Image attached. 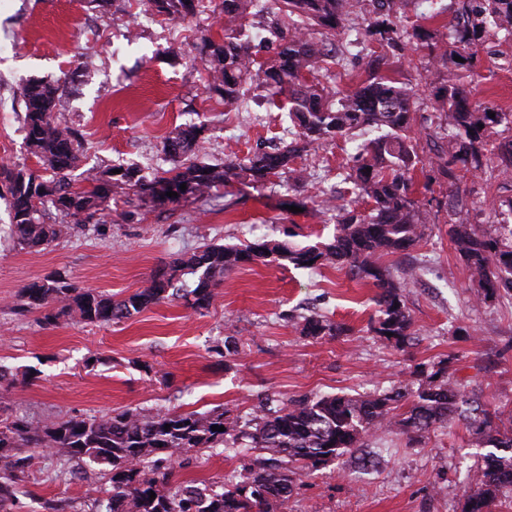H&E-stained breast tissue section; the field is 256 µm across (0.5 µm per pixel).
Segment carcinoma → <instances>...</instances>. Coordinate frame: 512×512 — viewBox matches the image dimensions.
Returning <instances> with one entry per match:
<instances>
[{
  "label": "carcinoma",
  "mask_w": 512,
  "mask_h": 512,
  "mask_svg": "<svg viewBox=\"0 0 512 512\" xmlns=\"http://www.w3.org/2000/svg\"><path fill=\"white\" fill-rule=\"evenodd\" d=\"M372 2L373 16L366 18L358 12L359 0H222V38L205 36L198 47L211 90L224 99V105L232 106L242 102L245 86L255 83L286 100L293 129V143L256 151L242 163L218 166L200 161L205 127L185 124L164 144L173 162L169 176L148 183L136 167L119 164L85 171V186L79 187L70 177L77 168L78 142L73 131L52 119L58 106L55 91L41 81L29 83L23 91L25 141L44 171L0 165V199L9 206L10 235L29 250L47 247L59 236L57 225L44 220L48 203L66 216L100 223L105 217L102 205L114 193L136 194L148 185L160 198L170 191L203 197L219 184L264 182L289 168L300 143L318 144L354 130L375 137L350 156L355 199L366 198L372 207L366 214L352 205L336 208V232L327 243L298 246L258 240L240 247L206 245L177 256L168 268L151 275L146 287L119 300L58 272L21 289L22 311H38L39 322L54 327L67 320L119 321L180 295L201 310L211 304L224 275L245 264L284 261L300 269L333 264L377 289L374 331L380 336L391 333L387 340L398 348L409 341L412 320L404 303V282L378 260L413 248L434 223L417 197L413 177L417 166L429 165L430 181L452 184L462 170L476 176L483 171L488 138L497 126H512V118L505 113L471 100L472 89L464 74L474 65L477 47L490 32L504 30L512 35V0H462L451 49L424 25L437 13H420L411 29L401 32V0ZM146 5L171 21L196 10V0H146ZM266 14L273 16L268 33L274 54L258 62L252 53L249 19ZM363 35L392 53L423 51L429 57L419 84L435 90V133L418 125L414 88L380 74L387 65L385 54L370 61L371 75L350 93L339 96L328 85V69L323 66L329 58L327 44L340 42L336 56L340 62ZM456 56L462 61H455ZM491 113L495 117H489ZM435 135L442 143L433 144V156L425 160L418 153V143ZM116 168L121 173H112ZM497 168L512 178V136L498 145ZM183 183L184 190L180 189ZM448 234L478 278L479 302L502 292L512 296V228L505 234L460 221L450 225ZM182 271L195 277L194 287L184 295L175 287ZM347 331L320 316L307 318L304 326L305 334L314 337ZM411 396L408 410L402 413L406 394L399 391L366 398L336 394L288 401L267 395L247 417L233 419L222 410L139 408L40 424L12 419L0 407V509L20 506L19 496L25 494L21 482L34 460L26 449L42 448L55 457L56 472L72 478L83 475L89 463L105 466L106 512H285L297 470H315L380 430L422 437L451 422L464 405L468 427L478 444L491 452L477 464L476 488L467 495L463 512H492L501 495L512 494V455L492 452L512 449V413L491 410L466 397L444 368L418 384ZM213 425L225 431H214ZM246 439L247 447L260 455L243 468L237 481L217 491L202 480H175L179 455L221 446L227 450Z\"/></svg>",
  "instance_id": "carcinoma-1"
}]
</instances>
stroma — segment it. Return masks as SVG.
Returning a JSON list of instances; mask_svg holds the SVG:
<instances>
[{"label":"stroma","mask_w":512,"mask_h":512,"mask_svg":"<svg viewBox=\"0 0 512 512\" xmlns=\"http://www.w3.org/2000/svg\"><path fill=\"white\" fill-rule=\"evenodd\" d=\"M220 0H201L194 16L143 23L140 0H0V163L36 170L25 145L24 85L42 81L60 99L57 122L81 136L73 179L90 168L133 165L144 175L168 169L164 142L175 127L205 123L201 160L242 159L257 146L287 138L283 112L259 90L246 108L227 110L206 88L196 59L203 35L221 37ZM474 100L512 113V37L491 35L478 49ZM361 133L316 145L293 161L305 185L287 175L262 187L234 182L209 196L163 202L144 193L105 204L106 222L80 224L46 208L60 225L41 251L17 247L7 235L9 213L0 199V364L13 384L4 398L11 412L33 421L92 416L126 408L247 415L258 394L285 399L314 394L367 396L426 379L440 364L481 402L512 408V297L476 304L478 286L439 214L432 232L402 264H415L404 290L416 335L404 348L376 336V291L346 270L249 264L226 274L208 309L184 300L162 301L110 324L42 326L36 314H18L19 290L59 272L80 286L121 299L146 285L174 254L206 243L235 245L261 239L312 245L332 238L335 218L322 214L323 193L341 204L352 194L339 174L362 143ZM426 210L463 199L461 219L486 228L512 226V181L487 168L464 176L457 190L427 183L415 171ZM303 203L294 213L289 204ZM320 316L349 326L346 334L306 335L305 320ZM235 350L225 353L226 339ZM26 478L20 512H46V503L85 512L105 499L98 466L84 478L46 469L43 449ZM481 454L463 418L417 439L392 434L365 438L319 470L299 476L288 512H461L474 488ZM248 454L205 449L183 455L179 480L213 484L233 479Z\"/></svg>","instance_id":"obj_1"}]
</instances>
